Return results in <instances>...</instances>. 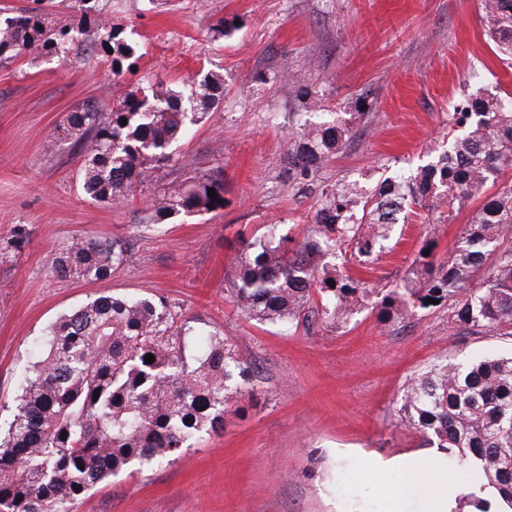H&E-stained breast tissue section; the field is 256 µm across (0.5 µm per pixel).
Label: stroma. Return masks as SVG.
I'll list each match as a JSON object with an SVG mask.
<instances>
[{"label": "stroma", "instance_id": "35a3bbf8", "mask_svg": "<svg viewBox=\"0 0 512 512\" xmlns=\"http://www.w3.org/2000/svg\"><path fill=\"white\" fill-rule=\"evenodd\" d=\"M485 0H111L114 27L135 41L136 71L113 79L110 64L84 52L67 61L29 53L0 65V237L15 225L31 235L0 258V426L12 419L24 373L58 316L98 296L164 298L182 318L232 337L257 369L253 390L225 417L224 430L192 441L175 460L112 476L70 512H388L400 474L371 461L436 452L399 412L410 380L444 360L512 353L510 336H473L444 310L389 322L364 311L349 324L285 326L238 315L224 291L237 237L277 225L302 237L317 185L379 179L431 161L448 143V114L464 94L512 90V68L487 36ZM238 17L240 30L215 41L211 26ZM224 77V99L178 147L169 167L145 172L133 203L91 201L79 185L81 159L54 139L68 112L111 104L115 88ZM349 127L314 190L288 180L292 127L312 118L298 84ZM224 172V209L160 227L139 224L160 183ZM479 200L455 218L417 207L394 225L371 263H351L368 282H396L423 238L448 259ZM76 237H118L125 262L103 280L57 279L54 248Z\"/></svg>", "mask_w": 512, "mask_h": 512}]
</instances>
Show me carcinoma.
<instances>
[{
	"label": "carcinoma",
	"mask_w": 512,
	"mask_h": 512,
	"mask_svg": "<svg viewBox=\"0 0 512 512\" xmlns=\"http://www.w3.org/2000/svg\"><path fill=\"white\" fill-rule=\"evenodd\" d=\"M32 2L0 20V64L33 49L65 60L88 44L111 59L116 78L136 67L137 45L112 26L98 0H78V20L60 26L46 19L42 0ZM486 9L497 55L512 60V0H487ZM238 30L224 18L212 26L217 40ZM223 98V76L208 70L185 90L158 80L120 93L105 110L67 113L63 133L82 158V192L108 205L133 201L140 176L168 165L190 126ZM448 127L459 131L448 149L407 176L387 177L369 192L355 182L323 187L299 240L278 235L275 224L258 239L239 240L225 288L237 312L259 323L313 315L340 324L367 307L387 321L436 306L467 331L512 336V243L504 244L512 233V184L484 196L446 263H435V243L426 239L391 288H368L348 267L375 254L404 211L431 202L451 217L512 171V92L466 95L448 113ZM347 134L334 116L293 128L288 179L309 180ZM224 203L223 171L188 176L154 195L143 223L172 224ZM29 235L27 225H16L0 238V253L22 249ZM126 257L119 237L77 238L56 250L50 274L101 280ZM41 349L0 437V512H69L108 477L172 459L191 439L223 431L227 405L252 381L231 338L196 333L192 321H176L167 301L149 296L90 299L48 327ZM400 413L491 489L490 500L461 494L464 512H512V354L431 367L410 381Z\"/></svg>",
	"instance_id": "cac0c4a2"
}]
</instances>
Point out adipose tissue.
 I'll return each mask as SVG.
<instances>
[{"label": "adipose tissue", "mask_w": 512, "mask_h": 512, "mask_svg": "<svg viewBox=\"0 0 512 512\" xmlns=\"http://www.w3.org/2000/svg\"><path fill=\"white\" fill-rule=\"evenodd\" d=\"M387 467L400 470L404 481L398 484L392 492V512H404L403 502L412 486L420 484L430 490L427 512H451L452 502L446 489L452 475L448 469L447 453L432 455L429 462L404 455L386 462Z\"/></svg>", "instance_id": "ef3b65f1"}]
</instances>
